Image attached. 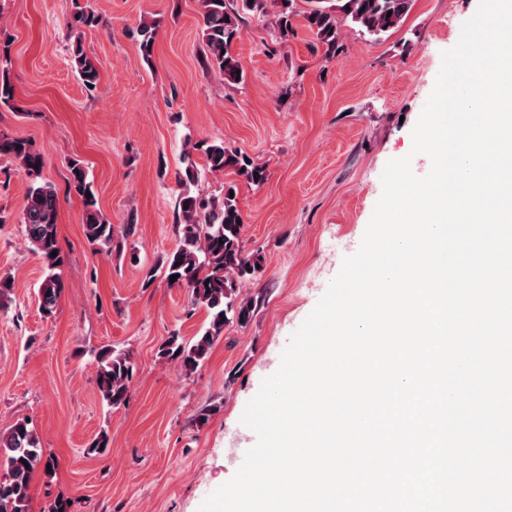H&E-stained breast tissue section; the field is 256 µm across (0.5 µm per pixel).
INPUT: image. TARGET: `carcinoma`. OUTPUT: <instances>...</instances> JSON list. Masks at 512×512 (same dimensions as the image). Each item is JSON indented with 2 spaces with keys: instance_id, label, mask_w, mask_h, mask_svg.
<instances>
[{
  "instance_id": "cac0c4a2",
  "label": "carcinoma",
  "mask_w": 512,
  "mask_h": 512,
  "mask_svg": "<svg viewBox=\"0 0 512 512\" xmlns=\"http://www.w3.org/2000/svg\"><path fill=\"white\" fill-rule=\"evenodd\" d=\"M203 6V43L206 47L205 62L208 68L226 81H238L242 70L233 53V45L240 37L238 20L244 15H262L266 0H201ZM310 9L305 16L308 28L326 46V54H338L340 18L338 14L359 25L371 35H380L397 26L409 12L412 0H308ZM69 38L72 39L70 55L78 78L84 88L97 87L100 71L96 60L84 50L83 29L93 27L98 16L90 3L74 0ZM156 27L144 23L138 33L144 62L151 60ZM11 58L8 46H0V104L15 100V90L9 77ZM193 149L204 155L206 168L212 173L233 168L255 184L266 179L265 170L248 160V155L224 147L222 142H197ZM0 156L12 158L20 172L30 179L26 202L22 211L24 235L42 261L45 272L37 290L38 309L51 317L64 293L62 277L64 257L59 253L57 217L59 199L55 187L39 181L44 158L33 145L20 138L0 134ZM182 172L178 175L182 192L175 203L176 232L179 244L165 257L162 264L165 279L177 276L172 285L188 291L191 309L187 316L203 309L207 325L190 341L173 334L161 345L160 355L173 361L181 370L191 375L209 358L216 340L224 328L236 323L245 326L252 321L265 302L257 293L241 296L239 283L254 277L262 270V258L248 255L242 244L243 223L238 200L230 196L232 188L224 190L221 202H216L199 192L198 165L191 152L181 158ZM68 189L83 198L85 211L84 232L92 245L120 248L136 232V225L115 227L104 219L96 208L92 181L83 162L69 161ZM57 256H52V253ZM135 363L130 354L109 346L97 355L95 384L103 402L112 408L127 403ZM43 461V448L37 431L29 421L15 422L0 431V512H30V484L32 476Z\"/></svg>"
}]
</instances>
